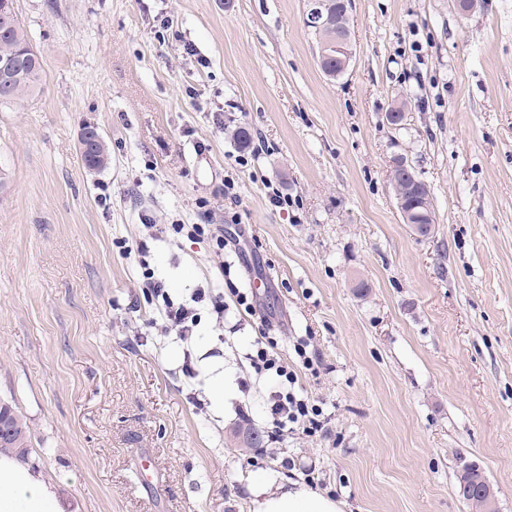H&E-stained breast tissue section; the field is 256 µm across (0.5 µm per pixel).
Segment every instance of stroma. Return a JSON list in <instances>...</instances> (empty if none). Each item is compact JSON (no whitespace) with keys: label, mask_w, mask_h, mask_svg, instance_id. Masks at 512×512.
<instances>
[{"label":"stroma","mask_w":512,"mask_h":512,"mask_svg":"<svg viewBox=\"0 0 512 512\" xmlns=\"http://www.w3.org/2000/svg\"><path fill=\"white\" fill-rule=\"evenodd\" d=\"M15 5L43 83L0 106V401L63 512H251L259 473L337 512H470L464 460L512 512V0H353L335 79L305 0ZM88 126L111 155L99 170L79 151ZM397 157L430 190V237L398 211ZM147 218L246 228L222 250L240 253L255 314L228 293L224 323L205 309L191 341L160 336L140 288ZM148 247L176 297L221 287L214 238ZM265 316L330 438L238 435L245 413L266 428L275 378L247 359ZM303 339L318 374L299 367ZM218 371L223 405L198 410ZM351 46V34L349 31L344 32H338L336 33V43H334L331 48L334 50L335 54H327L326 56L321 57V67L325 73L326 76L330 78H334V76L337 78L340 74L344 73L350 64V61L353 57V52L350 49ZM327 57H336L335 61H339L340 64L337 66L336 62L335 64L332 63L334 59L328 60V63L331 67H324V62L326 61ZM335 75H332V74Z\"/></svg>","instance_id":"1"}]
</instances>
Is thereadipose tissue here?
I'll return each mask as SVG.
<instances>
[{"label": "adipose tissue", "instance_id": "ef3b65f1", "mask_svg": "<svg viewBox=\"0 0 512 512\" xmlns=\"http://www.w3.org/2000/svg\"><path fill=\"white\" fill-rule=\"evenodd\" d=\"M251 494L254 512H336L330 499L302 487L274 486L262 476L254 478ZM0 512H60L57 493L30 466L1 454Z\"/></svg>", "mask_w": 512, "mask_h": 512}]
</instances>
